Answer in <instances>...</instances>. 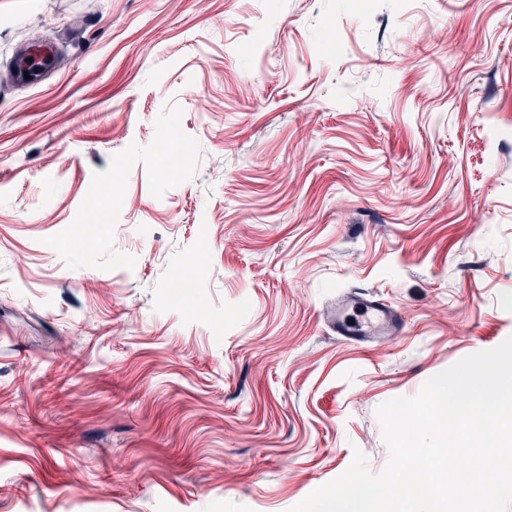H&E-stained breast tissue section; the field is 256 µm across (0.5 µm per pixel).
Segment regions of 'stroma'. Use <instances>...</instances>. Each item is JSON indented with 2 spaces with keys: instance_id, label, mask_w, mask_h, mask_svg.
Instances as JSON below:
<instances>
[{
  "instance_id": "obj_1",
  "label": "stroma",
  "mask_w": 512,
  "mask_h": 512,
  "mask_svg": "<svg viewBox=\"0 0 512 512\" xmlns=\"http://www.w3.org/2000/svg\"><path fill=\"white\" fill-rule=\"evenodd\" d=\"M511 336L512 0H0V512H288ZM350 308L362 310L361 321L349 323L347 311ZM327 318L337 335L349 339L392 337L399 335L404 328L402 318L393 307L351 292L336 298V302L328 310Z\"/></svg>"
}]
</instances>
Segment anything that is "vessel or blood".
Segmentation results:
<instances>
[{
  "label": "vessel or blood",
  "instance_id": "1",
  "mask_svg": "<svg viewBox=\"0 0 512 512\" xmlns=\"http://www.w3.org/2000/svg\"><path fill=\"white\" fill-rule=\"evenodd\" d=\"M352 308L362 310V320L357 322L349 320L348 311ZM327 318L337 335L349 339L392 337L399 335L404 328L402 318L393 307L351 292L337 297L328 310Z\"/></svg>",
  "mask_w": 512,
  "mask_h": 512
}]
</instances>
